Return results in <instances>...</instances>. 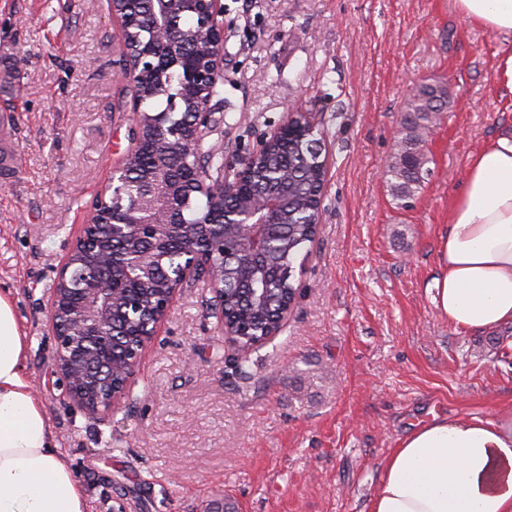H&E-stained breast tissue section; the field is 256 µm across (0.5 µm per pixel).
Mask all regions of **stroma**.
I'll return each instance as SVG.
<instances>
[{"label": "stroma", "instance_id": "stroma-1", "mask_svg": "<svg viewBox=\"0 0 512 512\" xmlns=\"http://www.w3.org/2000/svg\"><path fill=\"white\" fill-rule=\"evenodd\" d=\"M211 142L238 163L310 112L325 143L319 233L299 294L245 370L203 283L184 288L105 422L70 408L44 308L87 207L132 145V82L108 0H0V69L22 56L0 174V289L25 374L91 512H369L381 462L436 418L512 420V324L472 332L435 306L437 247L471 154L512 127L495 67L512 50L456 0H223ZM444 83L433 174L409 207L385 172L406 96Z\"/></svg>", "mask_w": 512, "mask_h": 512}]
</instances>
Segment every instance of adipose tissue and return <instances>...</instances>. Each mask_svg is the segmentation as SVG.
<instances>
[{
    "label": "adipose tissue",
    "instance_id": "obj_1",
    "mask_svg": "<svg viewBox=\"0 0 512 512\" xmlns=\"http://www.w3.org/2000/svg\"><path fill=\"white\" fill-rule=\"evenodd\" d=\"M468 22L512 37V0H456ZM436 308L455 329L512 324V131L470 156L440 239ZM27 337L0 293V512H88L23 373ZM370 512H512V427L436 419L381 464Z\"/></svg>",
    "mask_w": 512,
    "mask_h": 512
}]
</instances>
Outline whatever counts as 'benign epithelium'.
Segmentation results:
<instances>
[{
  "label": "benign epithelium",
  "mask_w": 512,
  "mask_h": 512,
  "mask_svg": "<svg viewBox=\"0 0 512 512\" xmlns=\"http://www.w3.org/2000/svg\"><path fill=\"white\" fill-rule=\"evenodd\" d=\"M163 4H175L184 12L195 16L197 24L204 32L211 45V50L203 58H186L174 54L164 56L150 46L137 47L131 44L125 35L124 19L117 10H112V16L119 24V35L122 42V66L127 75L140 79L156 74L168 67L177 66L180 69L182 82L189 86L201 87L206 91L218 83L224 71V4L222 0H161ZM212 97L200 101L195 112L191 113L188 123H169V112H175L180 107L177 98H172L167 112L141 111V99L134 96L130 102V112L135 120V133L132 148L125 160L119 166L112 168V176L101 190L106 193L117 189L122 194L128 187L126 174L130 173L134 154L142 138L147 137L158 146L170 143L178 144L182 150L194 152L204 145L205 140L213 133ZM305 127L311 131L316 125L311 113L303 110L292 111L286 121L272 135L265 137L258 147L244 160L240 167L233 168L232 174H224L219 170L217 175L208 171L189 170L187 179L204 192L214 202L215 216L196 227V240L201 243L214 245L224 242V225H239L242 230L249 232L253 251L261 254L268 250V242L273 237V225L279 223L278 206L273 198L258 199L241 207L229 208L224 201L231 194L238 193L241 186L249 183L255 176L256 161L272 145L279 142L284 133L293 127ZM159 191L153 187L138 186L133 195L132 217L126 224L95 223L96 203L89 206V218L81 225L70 250L79 245L91 246L96 243L98 231L105 228L108 238L119 237L132 241L140 226H155L161 222H177L181 215L163 211L158 207ZM166 254L162 246L152 252L140 256L133 266L134 278L147 282L156 261ZM186 260L182 264L177 283L173 288L157 296L154 304L144 308L123 299L121 289L117 288L112 274L83 275L77 280L74 273V263L65 258L57 268L56 284L50 293L46 310V326L54 340V361L56 372L63 383L65 394L73 406L80 409L88 418L94 421H105L112 413L121 408L129 398L134 377L143 356L150 348L158 328L167 321L174 309L177 294L184 285L191 281L206 282L213 293L211 310L217 319V325L225 335V339L234 349H239V343L234 334L224 326V261L214 260V252L189 247L184 250ZM78 282V292L82 304L78 307L68 305L65 293L73 292L68 282ZM136 314L138 320L151 328L145 335L139 347L126 349V345L114 336L113 327L120 323L128 326ZM124 351L126 378L121 386L112 384V354L117 350Z\"/></svg>",
  "instance_id": "1"
}]
</instances>
